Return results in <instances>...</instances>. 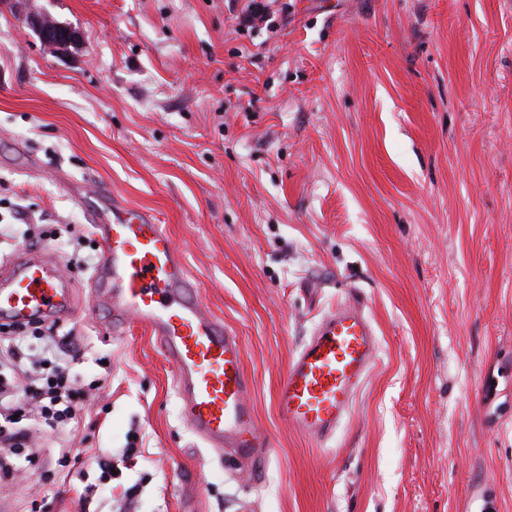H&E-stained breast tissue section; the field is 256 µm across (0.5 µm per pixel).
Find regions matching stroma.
<instances>
[{"label": "stroma", "mask_w": 512, "mask_h": 512, "mask_svg": "<svg viewBox=\"0 0 512 512\" xmlns=\"http://www.w3.org/2000/svg\"><path fill=\"white\" fill-rule=\"evenodd\" d=\"M10 0L0 6V260L71 283L78 429L46 432L11 512H512V0ZM71 28L68 50L27 25ZM151 212L203 309L240 336L259 475L205 447L149 332L93 301L99 192ZM379 349L315 444L275 388L331 307ZM107 377L99 386V377ZM137 448L123 461L124 449ZM84 480L70 481L62 455ZM133 499H126L128 488Z\"/></svg>", "instance_id": "1"}]
</instances>
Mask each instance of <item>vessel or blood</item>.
<instances>
[{
	"label": "vessel or blood",
	"instance_id": "b4317fda",
	"mask_svg": "<svg viewBox=\"0 0 512 512\" xmlns=\"http://www.w3.org/2000/svg\"><path fill=\"white\" fill-rule=\"evenodd\" d=\"M94 229L102 241L94 296L111 309L112 329H148L174 366V382L192 432L209 447L231 449L251 471L272 454L257 428L253 385L238 336L199 304L187 266L164 225L147 211L109 203ZM68 280L37 251L0 268V317L16 323L72 313ZM378 349L360 306L325 313L292 356L276 389V408L292 431L329 441L350 414Z\"/></svg>",
	"mask_w": 512,
	"mask_h": 512
}]
</instances>
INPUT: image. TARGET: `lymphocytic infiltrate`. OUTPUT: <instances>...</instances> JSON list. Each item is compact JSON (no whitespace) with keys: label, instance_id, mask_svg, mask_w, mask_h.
I'll use <instances>...</instances> for the list:
<instances>
[{"label":"lymphocytic infiltrate","instance_id":"obj_1","mask_svg":"<svg viewBox=\"0 0 512 512\" xmlns=\"http://www.w3.org/2000/svg\"><path fill=\"white\" fill-rule=\"evenodd\" d=\"M32 325H0V482L18 480L31 461L33 428L55 431L67 427L78 415L83 390L71 374L74 361L68 340L48 334L43 355L31 361L25 351Z\"/></svg>","mask_w":512,"mask_h":512}]
</instances>
